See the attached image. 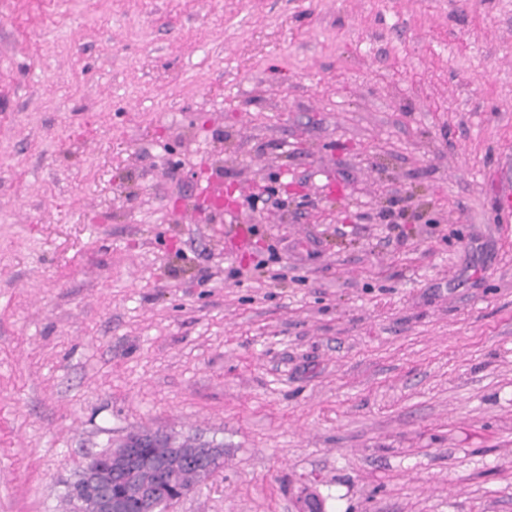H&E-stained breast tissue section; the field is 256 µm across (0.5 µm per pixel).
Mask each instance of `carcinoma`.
<instances>
[{
  "label": "carcinoma",
  "mask_w": 512,
  "mask_h": 512,
  "mask_svg": "<svg viewBox=\"0 0 512 512\" xmlns=\"http://www.w3.org/2000/svg\"><path fill=\"white\" fill-rule=\"evenodd\" d=\"M139 455L143 463L136 466L124 462L121 445L98 455L102 465L98 483L90 489L78 479L68 485L64 501L69 512H94L101 499L114 501L117 512H140L132 496L139 485L155 486L158 497L168 503L172 485L191 487L224 464L219 455L211 459L185 445L173 447L166 440L147 444L139 449Z\"/></svg>",
  "instance_id": "carcinoma-1"
}]
</instances>
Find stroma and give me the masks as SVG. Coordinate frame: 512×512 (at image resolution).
I'll list each match as a JSON object with an SVG mask.
<instances>
[{"label": "stroma", "mask_w": 512, "mask_h": 512, "mask_svg": "<svg viewBox=\"0 0 512 512\" xmlns=\"http://www.w3.org/2000/svg\"><path fill=\"white\" fill-rule=\"evenodd\" d=\"M508 186L512 0H0V512H512ZM156 436L151 434H134L126 442V451L123 445L109 449L97 457L102 465L101 475L98 471V461L92 460L82 471L81 479L87 485H93L88 489L78 478L70 483L64 496V501L70 512H96L97 502L101 499H110L119 506L115 512H140L138 504L132 496V491L141 484L154 485L158 497L163 498L165 506L173 501L168 496L172 491L171 483L180 486L192 487L194 483L210 475L224 464L222 454L210 459L203 452L189 450L193 445H180L173 447L168 440H156L139 449V455L143 463L136 466L130 464L140 463L136 454V448L141 443L154 440ZM126 455V462H123ZM219 460V462H217ZM159 472L167 475V481H158ZM144 485L135 491L138 503L146 508V511H157L156 492ZM176 487L172 491L174 499L186 495L190 489ZM167 505V506H166Z\"/></svg>", "instance_id": "35a3bbf8"}]
</instances>
